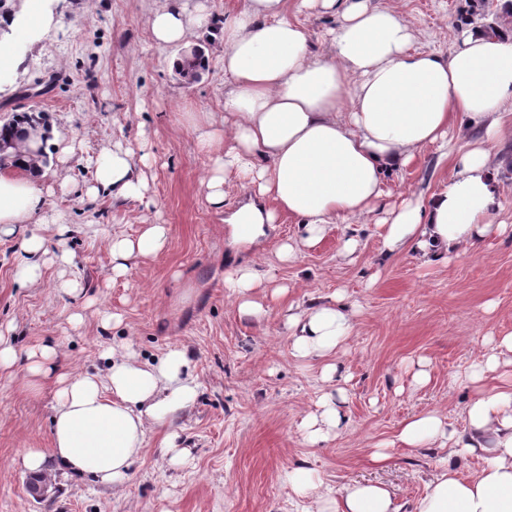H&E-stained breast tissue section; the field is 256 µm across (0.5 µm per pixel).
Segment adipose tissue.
Returning <instances> with one entry per match:
<instances>
[{
	"label": "adipose tissue",
	"instance_id": "1",
	"mask_svg": "<svg viewBox=\"0 0 512 512\" xmlns=\"http://www.w3.org/2000/svg\"><path fill=\"white\" fill-rule=\"evenodd\" d=\"M315 9L336 17L331 49L314 52L304 25L286 19L288 9ZM211 18L203 0H168L154 13L151 32L164 48L186 41ZM224 42V116L189 112L185 118L208 162V202L225 209L229 247H257L281 216L299 221L297 243L280 247L282 259L296 258L298 245L317 241L330 224H357L381 202L389 175L410 165L417 153L435 146L453 157L448 186L427 200L408 198L384 222L381 256L407 249L425 262L445 260L488 234L498 208L495 158L501 119L512 110V29L490 35L459 30L447 56L420 49L413 28L395 10L372 0H246L219 20ZM149 153L114 141L87 157L94 173L91 193L116 200H145L142 168ZM238 180L248 192L244 204L225 206L224 185ZM44 207V174L0 173V236L19 224H63ZM165 224H150L137 237L112 234L104 242L112 272L121 275L139 258L163 251ZM29 256L15 272L33 284L42 277L43 255L67 266L63 248L47 252L37 234L23 237ZM267 277L239 263L224 274V286L240 313L264 310L252 294ZM296 358H321L325 381L336 370L329 357L352 334L342 296L289 314ZM512 334L463 375L464 381L494 380L466 408L464 431L449 428L435 412L405 420L396 436L409 448L436 445L448 456L436 467L427 493L413 512H512ZM185 349L174 346L153 362L142 361L131 344L111 355L105 375L61 376L51 416L50 452L26 449L21 463L29 474L54 468L94 479L115 489L129 481L144 453L146 434L163 429V453L188 466L190 449L178 447L174 422L194 403L198 385L189 374ZM343 388L325 392L303 420L309 445L328 441L341 429ZM485 456L475 476L459 477L452 460ZM285 484L298 497L316 493L318 512H398L390 491L379 483H354L337 493L320 492L311 471L289 472Z\"/></svg>",
	"mask_w": 512,
	"mask_h": 512
}]
</instances>
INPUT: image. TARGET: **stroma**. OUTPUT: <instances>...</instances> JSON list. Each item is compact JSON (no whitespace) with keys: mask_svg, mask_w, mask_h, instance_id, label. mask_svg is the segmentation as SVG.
Segmentation results:
<instances>
[{"mask_svg":"<svg viewBox=\"0 0 512 512\" xmlns=\"http://www.w3.org/2000/svg\"><path fill=\"white\" fill-rule=\"evenodd\" d=\"M167 0H52L55 22L36 39L17 42L18 67L0 77V114L36 109L48 128L72 133L76 152L58 163L55 146L45 180V208L61 211L66 233L45 230L46 246H65L68 267L46 264L39 283L23 286L15 269L27 261L20 238H0V335L17 353L13 378L0 379V512H310L313 498L289 497L288 470H314L324 488L375 482L392 493L398 512H413L428 491L444 448H406L396 435L409 417L438 412L463 430L464 410L478 394L463 382L471 364L512 333V171L496 179L498 220L507 233L490 231L480 243L445 262L426 263L409 252L380 256L383 210L361 224L328 225L295 261L276 257L279 244L296 239L297 222L276 224L262 250H234L224 235V212L208 204L201 185L205 158L193 131L180 123L185 104L199 112H224L223 46L217 33L200 30L189 39L209 59L193 83L168 61L179 48H157L150 21ZM409 22L417 45L447 53L469 0H379ZM144 144L154 161L145 170L148 204L113 202L86 194L93 172L84 159L108 147L116 134ZM449 160L424 150L388 183L387 207L406 194L429 197L447 186ZM163 223L170 233L157 256L137 261L128 273L112 272V260L93 230L136 236L143 225ZM358 246L342 254L346 238ZM252 263L269 273L255 299L261 318L239 314L224 286L230 264ZM76 280L78 293L62 291ZM342 293L354 308V329L329 361L294 358L289 307ZM120 322L104 324L103 313ZM83 322L72 325L70 318ZM132 342L144 359L168 346L185 347L199 385L194 404L176 424L193 466H171L163 434L149 432L146 451L124 489L50 471L47 500L26 491L20 463L27 448L49 450L58 374L100 372L112 347ZM49 345L56 351L39 391H30L27 354ZM338 368L347 394L339 435L312 446L301 423L329 385L325 363ZM427 371L426 384L414 376ZM388 458L373 461L374 449Z\"/></svg>","mask_w":512,"mask_h":512,"instance_id":"1","label":"stroma"}]
</instances>
